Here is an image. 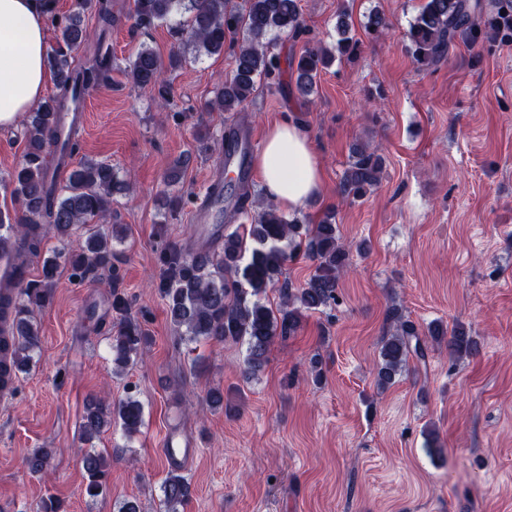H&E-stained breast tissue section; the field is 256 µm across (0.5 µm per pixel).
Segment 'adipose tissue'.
I'll return each mask as SVG.
<instances>
[{"label":"adipose tissue","mask_w":512,"mask_h":512,"mask_svg":"<svg viewBox=\"0 0 512 512\" xmlns=\"http://www.w3.org/2000/svg\"><path fill=\"white\" fill-rule=\"evenodd\" d=\"M50 0H0V127L13 124L41 100ZM255 168L265 197L294 211L319 197L322 171L305 129L292 120L270 126Z\"/></svg>","instance_id":"obj_1"}]
</instances>
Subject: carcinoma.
<instances>
[{
  "mask_svg": "<svg viewBox=\"0 0 512 512\" xmlns=\"http://www.w3.org/2000/svg\"><path fill=\"white\" fill-rule=\"evenodd\" d=\"M93 10L103 26L112 24V0H79L75 10L58 22L56 47L47 55L48 67L57 78L61 95L44 100L29 114L24 136L26 151L10 177L13 194L25 213V222L14 226L11 218L0 214V227L9 225L18 246L14 277L21 281L28 261L39 256L47 234L67 238L78 224H95L107 211L110 196L119 185L112 165L86 161L73 168L65 184L50 174L47 153L53 133V117L67 109L77 111L85 93L109 79L112 55L98 51L87 66L73 65V53L89 37L86 12ZM134 28L150 29L158 23L169 25L177 49L163 64L150 46L140 45L123 70L124 77L139 88L155 91L161 105H169L166 71L182 64V49L192 47L197 55L224 52L229 35L242 32L233 49L232 69L216 97L207 104L211 111L229 115L241 111L263 79L280 80L281 58L273 52L278 36L305 41L302 53L286 62L296 75L295 89L307 98L314 94L317 80L335 58L332 49L310 36L304 26L299 0H244L242 9L229 6V0H133ZM338 50L349 58L356 55L357 43L347 36L348 15H339ZM408 49L421 68L438 65L451 46L459 41L512 42V0H494L493 10L485 0H425L407 33ZM385 158L381 150L366 143L352 145L350 158L340 183L345 199L358 200L373 193L381 183ZM305 247L315 263L313 274L301 288L280 283L288 247ZM352 248L340 235L336 211L324 212L316 224L294 215L288 217L274 205L258 207L251 223L224 233L213 248L177 252L167 259L168 273L161 286L162 298L171 324L183 330L190 342L246 343L244 370L256 374L266 364L271 346L295 336L309 313L324 311L338 302L339 282L351 267ZM108 237L91 233L77 249L65 254L64 261L75 277L84 280L111 263ZM58 270V261L47 258L42 265V282H26L11 293L0 288V322L12 321V330L0 329V384L9 368L23 372L40 347L39 329L33 322L34 309L43 306L47 289ZM278 291L274 305L263 301L267 291ZM390 334L383 338L376 383L385 389L407 367L409 359L424 361L427 344L416 325L398 308L388 310ZM435 342H447L456 358L471 357L478 341L469 330L456 327L447 331L439 323L429 327ZM142 324L123 318L120 330L112 337V373H124L148 345ZM143 406L134 396L115 403L91 400L86 405L81 425L82 438L89 441L120 423L126 434L138 432ZM51 451L35 448L27 458L28 470L41 474L48 470ZM85 493L98 497L106 490L107 460L96 452L82 456ZM167 512H178L189 493L187 479L171 473L163 486Z\"/></svg>",
  "mask_w": 512,
  "mask_h": 512,
  "instance_id": "cac0c4a2",
  "label": "carcinoma"
}]
</instances>
